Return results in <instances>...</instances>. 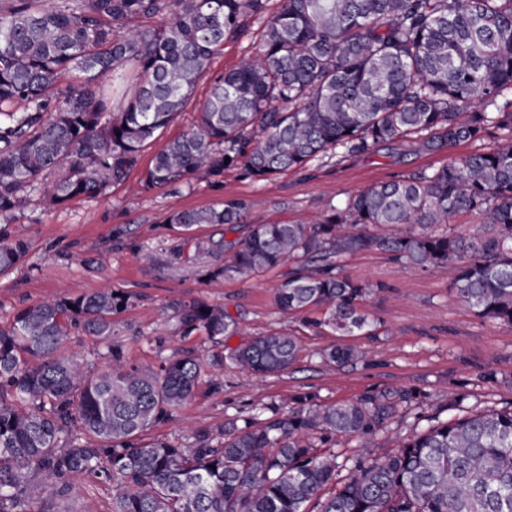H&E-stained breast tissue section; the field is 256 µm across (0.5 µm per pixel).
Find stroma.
Listing matches in <instances>:
<instances>
[{
    "label": "stroma",
    "instance_id": "1",
    "mask_svg": "<svg viewBox=\"0 0 512 512\" xmlns=\"http://www.w3.org/2000/svg\"><path fill=\"white\" fill-rule=\"evenodd\" d=\"M260 38V25L250 24L235 44L212 60L211 73H224L255 58ZM474 149V144L460 143L430 151L394 142L366 154L315 159L268 181L230 170L177 190L150 193L140 192V174L135 171L98 198L61 207L49 205L43 194H28L14 218L0 223V234L23 238L27 246L25 257L0 274V326L42 299L112 288L135 297L133 306L116 316L114 338L129 363L137 366H158L161 358L177 351L207 360L254 336L290 334L301 351L288 371L259 377L228 366L217 389L211 376L202 374L194 396L146 432V440L178 442L185 425L216 428L302 392L328 405L380 390H420L423 401L400 406L373 441L372 454L396 453L404 439L437 422L512 408V326L480 319L464 303L450 300L443 273L413 271L391 254L374 250L343 263L352 278L383 284L384 289L360 307L369 328L341 340L327 329L306 325V313L275 305L273 289L285 267L242 281L201 280L199 271L209 258L198 244L215 234V226L199 224L182 232L165 219L174 211L240 199L247 205L244 224L295 222L344 204L365 186L430 170ZM191 299L237 317L239 334L214 340L200 330L184 334L177 320L157 319L158 308ZM340 341L360 348L363 359L343 366L322 362L321 351ZM461 392L466 399L458 406L451 396ZM114 493L108 482L80 478L71 497L56 507L58 512H112Z\"/></svg>",
    "mask_w": 512,
    "mask_h": 512
}]
</instances>
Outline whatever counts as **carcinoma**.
Listing matches in <instances>:
<instances>
[{"mask_svg":"<svg viewBox=\"0 0 512 512\" xmlns=\"http://www.w3.org/2000/svg\"><path fill=\"white\" fill-rule=\"evenodd\" d=\"M0 0V222L27 193L62 206L128 178L191 99L211 59L261 25L259 58L212 79L199 118L153 156L144 190L176 188L202 172L239 169L256 181L328 154H364L406 138L496 139L417 177L374 184L305 224H251L210 239L223 259L203 277L239 280L289 262L276 286L285 311L322 312L309 325L351 336L370 327L358 306L374 290L342 273L343 258L389 252L407 267L448 273L453 296L479 318L512 325V0ZM245 204L169 214L182 231L241 223ZM472 212L485 231L448 218ZM386 225L390 237L355 232ZM26 253L0 236V273ZM229 258H224V254ZM132 295L106 289L43 300L0 327V512L31 506L30 479L64 498L75 479L112 483V512H512V410H486L410 436L398 453L355 461L336 487L323 447L384 431L412 390L331 405L311 396L270 403L197 428L184 442L144 434L224 365L274 375L299 349L291 335L258 336L203 361L190 353L158 369L129 365L112 341ZM186 333H238L222 308L163 309ZM104 345L95 374L63 352L69 328ZM362 357L349 346L322 359Z\"/></svg>","mask_w":512,"mask_h":512,"instance_id":"obj_1","label":"carcinoma"}]
</instances>
